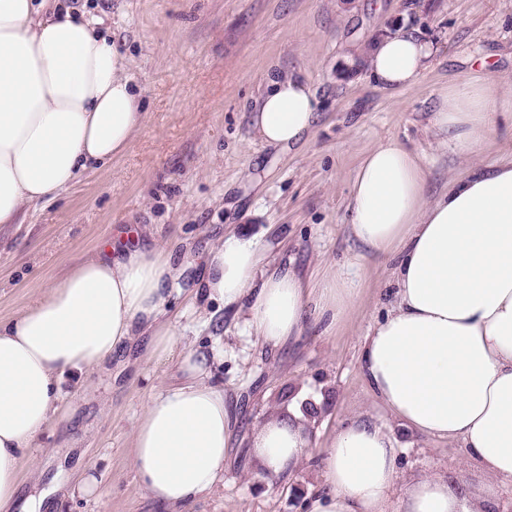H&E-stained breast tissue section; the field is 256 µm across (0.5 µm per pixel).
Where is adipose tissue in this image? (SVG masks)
<instances>
[{"mask_svg":"<svg viewBox=\"0 0 512 512\" xmlns=\"http://www.w3.org/2000/svg\"><path fill=\"white\" fill-rule=\"evenodd\" d=\"M434 44L397 27L371 48V76L415 86ZM318 101L298 76L269 80L252 114L260 140L289 149L307 140ZM147 118L128 60L102 23L48 0H0V227L62 196L84 174L123 155ZM431 123L442 146L471 162L437 199L424 197L428 156L386 140L351 176L349 228L370 253L391 255L396 301L368 330L360 368L377 400L405 427L461 441L466 461L512 482V159L474 164L479 146L512 139V88L499 78L442 94ZM180 275L159 242L74 262L29 309L0 317V512H40L20 500V467L59 412L66 376L96 371L137 333L165 354L175 333L165 316ZM204 298L244 313L249 335L278 346L301 335L308 312L333 332L357 290L335 271L321 278L275 265L254 236L229 232L206 256ZM224 347L189 350L180 379L144 407L131 465L150 497L174 507L224 477L230 440L224 387L211 366ZM400 441L367 416L349 420L322 458L323 487L305 512H490L491 496L450 490L439 476L414 480L399 500ZM270 475L310 454L295 420H271L254 441Z\"/></svg>","mask_w":512,"mask_h":512,"instance_id":"adipose-tissue-1","label":"adipose tissue"}]
</instances>
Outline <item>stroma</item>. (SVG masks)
<instances>
[{
    "instance_id": "1",
    "label": "stroma",
    "mask_w": 512,
    "mask_h": 512,
    "mask_svg": "<svg viewBox=\"0 0 512 512\" xmlns=\"http://www.w3.org/2000/svg\"><path fill=\"white\" fill-rule=\"evenodd\" d=\"M86 3L127 55L147 121L111 167L0 229V317L27 309L107 240L137 247L160 239L183 269L168 311L176 344L153 356L149 337L136 336L107 370L67 378L58 416L21 463L23 494L57 486L56 512H163L130 465L133 427L150 398L176 381L181 354L218 339L224 359L214 376L233 444L223 480L182 512H304L322 486L316 460L267 481L253 455L263 424L287 417L303 389L321 409L307 421L313 451L368 414L403 445L399 486L442 475L470 495L494 489L493 512H512L511 484L464 464L460 442L401 426L371 393L360 348L394 301V261L367 253L346 230L350 176L379 141L430 151L427 198L467 173L448 149L432 151L431 114L450 87L486 76L512 81V0H73ZM402 24L438 53L417 86L390 90L370 77L368 52ZM270 74L305 77L319 102L311 135L289 151L267 147L250 126ZM231 230L260 236L282 265L352 275L358 297L336 332L311 317L292 342L249 344L242 316L190 303L209 246ZM87 474L96 496L77 490Z\"/></svg>"
}]
</instances>
